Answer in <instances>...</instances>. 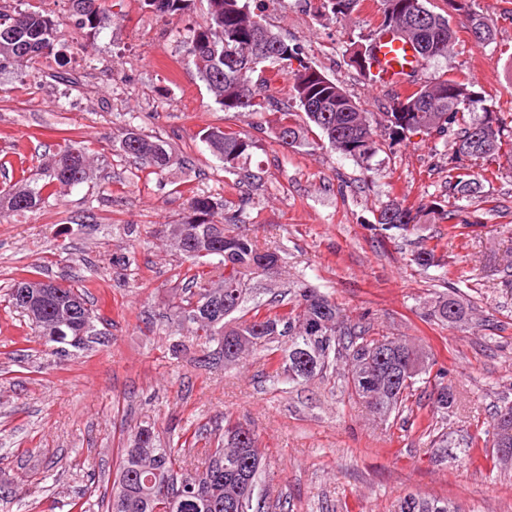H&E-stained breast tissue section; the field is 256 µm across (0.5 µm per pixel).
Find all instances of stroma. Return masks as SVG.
Returning a JSON list of instances; mask_svg holds the SVG:
<instances>
[{"mask_svg":"<svg viewBox=\"0 0 512 512\" xmlns=\"http://www.w3.org/2000/svg\"><path fill=\"white\" fill-rule=\"evenodd\" d=\"M30 4L63 22L66 47L0 69V186L22 167L41 180L45 162L73 143L92 147L94 172L0 217V486L13 492L10 512H90L140 426L164 440L227 417L254 432L267 455L263 486L292 512H392L408 494L448 498L464 512H512V463L494 464L489 449L493 413L512 403V167L490 164L475 195L449 198L452 221L426 215L414 230L384 236L374 224L389 202L447 196L445 139L385 144L366 165L324 141L282 145L276 113L224 111L189 63L185 44L206 22V0L172 17L142 0H112L111 24L95 32L78 26L72 0H0L7 10ZM475 8L493 18L496 43L478 42L453 15L447 56L423 63L417 79H468L482 107L508 120L512 0ZM257 12L373 117L405 96L350 62L378 29L379 6L337 17L322 0H263ZM134 127L169 143L164 171L120 151ZM208 127L256 140L243 162L252 181L225 175L200 139ZM198 195L248 198L242 230L279 253L277 273L252 276L251 298L289 299L306 285L329 293L372 334L418 344L452 384L455 406L438 409L427 382L404 419L385 420L349 398L338 371L274 384L261 352L229 366L203 363L193 343L172 353L170 332L189 333L169 318L187 264L161 227L182 223ZM423 246L439 265L414 262ZM31 277L88 284L98 343L52 354L8 302L9 286ZM452 288L473 309L462 328L431 315ZM444 433L470 442L469 456L442 458L432 439Z\"/></svg>","mask_w":512,"mask_h":512,"instance_id":"1","label":"stroma"}]
</instances>
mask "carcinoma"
<instances>
[{
	"instance_id": "cac0c4a2",
	"label": "carcinoma",
	"mask_w": 512,
	"mask_h": 512,
	"mask_svg": "<svg viewBox=\"0 0 512 512\" xmlns=\"http://www.w3.org/2000/svg\"><path fill=\"white\" fill-rule=\"evenodd\" d=\"M73 0L78 25L98 30L112 22L108 7L100 11L80 7ZM192 0H143V4L163 15H175L188 9ZM208 21L186 43V56L194 65L215 103L226 112H259L270 101L256 90L257 81L266 72L265 64L277 72L291 75L292 96L304 117L287 110L281 113L276 139L286 146L312 145L310 135L338 153L357 161H369L378 150L377 128L380 122L363 111L336 82L298 57L288 44L252 12L249 0H207ZM380 28L398 34L407 30L406 39L416 44L424 61L444 57L453 38L449 15L427 7L428 0H380ZM454 10L466 16L475 38L496 40L494 20L472 10L473 0H454ZM359 0H323V7L334 15L353 11ZM422 15V26H408L407 16ZM60 24L28 8L8 11L0 8V68L7 63L31 61L45 49L61 42ZM298 67L292 68L293 61ZM480 99L470 84L448 73L427 84L413 83V89L384 113L385 133L393 141L410 135L452 136L451 147L458 164L448 168V186L463 198L477 190V178L469 173L467 162H495L506 158L512 166V134L505 132L499 113L474 112ZM201 141L224 164V173L245 180L248 175L238 167L240 159L251 155L255 142L236 132L219 127L202 131ZM120 150L156 171L171 161L166 143L135 128L120 142ZM92 176L88 149L70 144L52 161L42 185H31L23 178L9 191L0 194V214L6 210L23 211L55 195L58 186H75ZM245 202L219 204L210 197H196L191 203L194 216L184 256L191 261L183 273L185 292L173 305L177 323L195 326V339L201 342L205 356L229 365L249 351H264L277 358L269 378L286 374L288 380H309L326 372L341 359L348 366L346 386L350 395L375 414L400 413L411 390L427 374L426 356L413 342L390 336L373 337L369 329L349 325L336 302L317 288H305L291 306L276 311L273 304L264 314L244 310L246 282L249 276L268 272L278 264V256L259 248L257 242L234 229L240 223ZM224 209V221H214L216 210ZM448 217L443 200L432 199L416 208L389 204L377 219L378 231H406L420 223L421 213ZM220 278L217 287H206L202 280ZM44 345L60 355L69 354L67 336L94 335L95 318L84 290L58 282L43 293L30 291V304L23 307ZM433 316L450 327H462L469 321L470 308L457 293L440 295ZM434 402L442 410L454 406L452 385L439 376L433 391ZM512 413V404L499 408L493 424L492 457L504 460L501 445L505 435L503 411ZM192 446L204 442L202 467L191 469L181 449L162 446L154 431L144 427L134 443L121 449L120 460L107 496L97 506L103 512H154L162 496L166 512H287L286 505L270 502L260 489L266 464L253 431L240 422L224 419V426H202L192 434ZM438 447L453 459L468 453L470 445H461L439 437ZM394 512H462L446 499L406 495L397 501Z\"/></svg>"
}]
</instances>
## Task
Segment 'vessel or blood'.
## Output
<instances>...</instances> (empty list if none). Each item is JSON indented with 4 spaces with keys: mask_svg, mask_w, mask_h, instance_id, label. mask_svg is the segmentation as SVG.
I'll list each match as a JSON object with an SVG mask.
<instances>
[{
    "mask_svg": "<svg viewBox=\"0 0 512 512\" xmlns=\"http://www.w3.org/2000/svg\"><path fill=\"white\" fill-rule=\"evenodd\" d=\"M419 64L420 59L411 43L384 32L378 38L377 57L370 64L368 74L377 87L407 88Z\"/></svg>",
    "mask_w": 512,
    "mask_h": 512,
    "instance_id": "obj_1",
    "label": "vessel or blood"
}]
</instances>
